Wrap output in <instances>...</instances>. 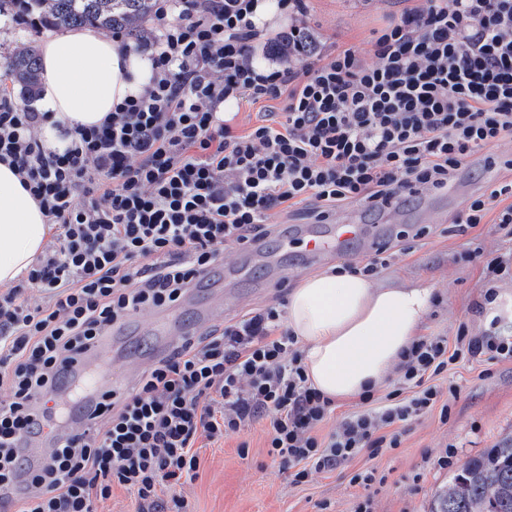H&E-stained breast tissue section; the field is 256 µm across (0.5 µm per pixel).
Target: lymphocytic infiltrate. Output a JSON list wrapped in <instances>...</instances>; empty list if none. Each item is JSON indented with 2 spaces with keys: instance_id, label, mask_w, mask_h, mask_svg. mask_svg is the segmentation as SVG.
I'll return each instance as SVG.
<instances>
[{
  "instance_id": "lymphocytic-infiltrate-1",
  "label": "lymphocytic infiltrate",
  "mask_w": 512,
  "mask_h": 512,
  "mask_svg": "<svg viewBox=\"0 0 512 512\" xmlns=\"http://www.w3.org/2000/svg\"><path fill=\"white\" fill-rule=\"evenodd\" d=\"M287 17L262 23L266 4ZM308 0H153L151 64L140 92L101 124L38 132L52 118L0 93V162L55 232L19 285L0 291V512H97L113 485L138 512H186L178 487L199 476L198 440L265 421L267 454L293 484L400 445L394 425L448 413L449 366L512 361L490 327L422 336L401 354L385 403L317 435L333 402L308 382L278 305L176 346L92 419L55 405L71 367L108 331L173 306L224 247L276 234L275 219L312 206L320 221L351 202L381 205L447 189L471 157L512 140V0H421L373 32L374 63L353 44L325 47ZM311 41L283 59L281 40ZM281 102V117L238 130L241 105ZM454 222L492 220L503 252L483 262L484 312L512 279V158ZM34 288L38 299L25 296ZM79 416L47 462L26 468L23 442Z\"/></svg>"
}]
</instances>
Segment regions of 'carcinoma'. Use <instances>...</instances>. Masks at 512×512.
I'll return each mask as SVG.
<instances>
[{
	"label": "carcinoma",
	"mask_w": 512,
	"mask_h": 512,
	"mask_svg": "<svg viewBox=\"0 0 512 512\" xmlns=\"http://www.w3.org/2000/svg\"><path fill=\"white\" fill-rule=\"evenodd\" d=\"M37 14L42 24L61 29L91 25L140 34L151 16L152 0H0ZM9 73L20 93L38 92L33 48L17 54ZM428 512H512V440L468 458L448 477Z\"/></svg>",
	"instance_id": "obj_1"
}]
</instances>
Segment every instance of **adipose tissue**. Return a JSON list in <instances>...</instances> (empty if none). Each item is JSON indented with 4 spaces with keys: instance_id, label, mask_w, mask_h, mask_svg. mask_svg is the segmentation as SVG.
<instances>
[{
    "instance_id": "obj_1",
    "label": "adipose tissue",
    "mask_w": 512,
    "mask_h": 512,
    "mask_svg": "<svg viewBox=\"0 0 512 512\" xmlns=\"http://www.w3.org/2000/svg\"><path fill=\"white\" fill-rule=\"evenodd\" d=\"M40 110L63 125L100 124L138 92L149 61L122 54L110 36L80 27L41 47ZM50 232L13 168L0 163V285L11 284L44 247ZM433 305L430 288L376 285L329 268L301 279L288 295L287 327L303 346L310 383L340 402L378 388L420 336Z\"/></svg>"
}]
</instances>
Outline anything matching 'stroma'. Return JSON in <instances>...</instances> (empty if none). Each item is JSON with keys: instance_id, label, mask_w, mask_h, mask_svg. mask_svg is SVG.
Segmentation results:
<instances>
[{"instance_id": "obj_1", "label": "stroma", "mask_w": 512, "mask_h": 512, "mask_svg": "<svg viewBox=\"0 0 512 512\" xmlns=\"http://www.w3.org/2000/svg\"><path fill=\"white\" fill-rule=\"evenodd\" d=\"M396 11V6L386 0L309 2L311 26L324 38L359 45L367 59L372 56V31ZM52 34L51 28L21 27L12 22L10 14L0 15V87L6 83L10 59L27 47L41 46ZM488 179L483 159H475L454 181L458 195L446 199L448 221L422 225L418 206L412 203L395 224L399 230L424 227L428 233L419 240L414 253L397 258L376 281L433 288L435 303L424 335L452 339L462 323L473 335L489 327L483 315L471 310L482 291V266L468 261L465 253L478 246L495 248L494 227L482 224L462 233L451 222ZM280 259L283 273L274 283L261 268L247 267L240 285L246 302L225 310L224 322L287 299L300 276L315 272L314 267H300L295 253L281 254ZM451 382L459 386L460 394L452 403L448 421H441L436 411L426 415L403 433L399 448L382 449L374 457L362 452L344 468L316 473L308 482L293 485L280 465L268 457L267 433L256 421L200 449L199 477L185 484L180 493L189 512H351L363 497L371 499L373 512H428L450 471L431 467L426 456L451 451L453 464L458 467L469 457L512 439V362L474 361L452 368L437 379L443 388ZM365 469L374 470L375 482L366 488L351 485L350 476Z\"/></svg>"}]
</instances>
